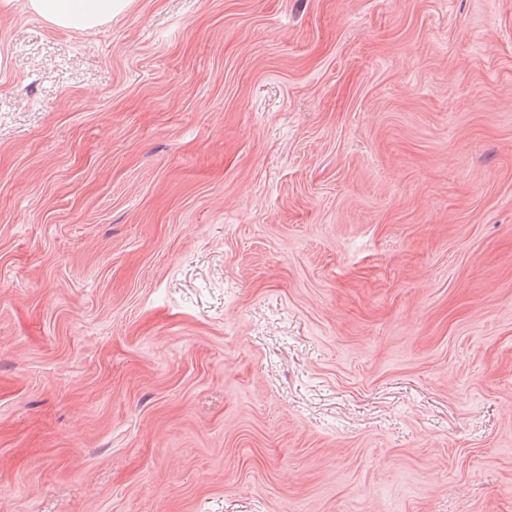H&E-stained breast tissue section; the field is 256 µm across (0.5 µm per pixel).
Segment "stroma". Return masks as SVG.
I'll use <instances>...</instances> for the list:
<instances>
[{"label": "stroma", "instance_id": "1", "mask_svg": "<svg viewBox=\"0 0 512 512\" xmlns=\"http://www.w3.org/2000/svg\"><path fill=\"white\" fill-rule=\"evenodd\" d=\"M0 512H512V0L0 4ZM126 0H27L28 9L64 30L93 32L110 22Z\"/></svg>", "mask_w": 512, "mask_h": 512}]
</instances>
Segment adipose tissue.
<instances>
[{
  "label": "adipose tissue",
  "mask_w": 512,
  "mask_h": 512,
  "mask_svg": "<svg viewBox=\"0 0 512 512\" xmlns=\"http://www.w3.org/2000/svg\"><path fill=\"white\" fill-rule=\"evenodd\" d=\"M125 0H26L45 22L70 31L93 32L110 22Z\"/></svg>",
  "instance_id": "ef3b65f1"
}]
</instances>
